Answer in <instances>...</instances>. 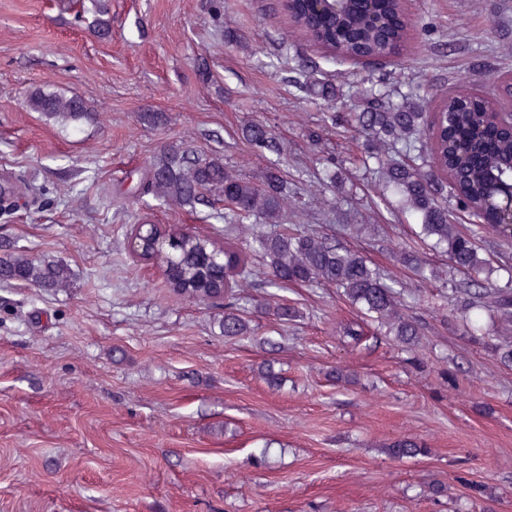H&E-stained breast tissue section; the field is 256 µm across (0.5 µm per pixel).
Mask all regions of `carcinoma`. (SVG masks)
I'll return each instance as SVG.
<instances>
[{"label": "carcinoma", "instance_id": "1", "mask_svg": "<svg viewBox=\"0 0 512 512\" xmlns=\"http://www.w3.org/2000/svg\"><path fill=\"white\" fill-rule=\"evenodd\" d=\"M281 9L294 22L296 33L322 50L321 59L327 65L383 59L408 38V29L400 21L401 0H349L340 11L321 16L300 13L301 0H288ZM288 49L290 45L281 43L269 64L288 66L291 86L326 102L331 108L327 120H340L363 138L362 164L374 161L382 186L394 190L403 212L433 239L435 249L447 255L451 268L463 274L460 280H449L454 312L470 329L474 328L472 312L488 313L491 323L498 326L495 351L503 364L512 365V280L503 286L489 283L483 277L489 263L478 247L485 237L512 238V229L479 222L489 196L486 175L512 163V139L496 136L482 110L460 106L472 96L475 83L491 70L478 67L472 82L458 86L434 108L431 100L417 91L394 102L370 89L352 111L338 112L336 89L314 77L317 64L288 54ZM25 105L63 124L77 122L88 112L81 98L41 88L30 92ZM239 136L278 157L284 155L279 138L260 120L243 124ZM147 191L163 204L192 210L213 207V199L224 201V212L214 214L224 221L223 262L209 260L211 253L219 251L214 239L184 234L179 227L158 228L164 252L149 243L141 246L145 257L162 260L170 254L177 259L166 271L171 290L221 310L218 323L224 337L245 340L256 335L247 302L285 325L299 317L300 311L277 291L289 286L329 285L401 347L411 350L421 344L425 327L419 319L403 313L396 282H385L361 251L341 247L319 230L288 223L302 200L284 180L279 164L253 180L234 173L217 159H203L171 144L153 161ZM455 211L471 217L469 228L452 221ZM246 222L268 224L271 229L257 231L245 243L231 241L236 225ZM253 255L262 261L260 279L248 265ZM70 276L64 263L36 262L0 241L1 282L57 290L69 287ZM260 288L265 292L256 299L254 292ZM340 334L355 346L368 341L367 330L358 323L344 325ZM257 345L265 355L261 376L270 387H276L280 377L274 368L275 355L281 344L261 338ZM384 448L397 459L428 453L421 441L408 437Z\"/></svg>", "mask_w": 512, "mask_h": 512}]
</instances>
